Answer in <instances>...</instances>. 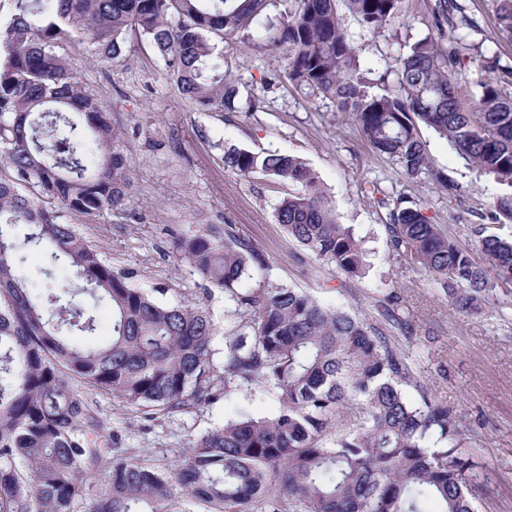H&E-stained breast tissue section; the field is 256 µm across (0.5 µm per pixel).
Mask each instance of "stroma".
<instances>
[{
	"label": "stroma",
	"mask_w": 512,
	"mask_h": 512,
	"mask_svg": "<svg viewBox=\"0 0 512 512\" xmlns=\"http://www.w3.org/2000/svg\"><path fill=\"white\" fill-rule=\"evenodd\" d=\"M481 28L469 43L489 74L512 88V39L498 28L495 0H458ZM433 0H402L400 13L381 34L362 30L345 4L337 10L356 46L365 79L394 71L408 45L434 31ZM65 54L82 90L98 98L123 132L132 158L126 214H103L97 223H69L107 255L116 269L133 275L147 292L163 289V301L205 300L217 332L215 361L224 353L225 317L231 307L222 292L204 297L201 281L174 247L176 234L207 224H233L263 250L272 280L310 292L324 305L373 317L380 288L397 291L413 327L401 346L420 349V379L433 396L455 406L485 477L478 512H512V293L498 292L497 305L480 313L459 311L446 293L407 260L394 257L385 226L386 197L403 196L460 246L474 248L473 227L488 224L512 189L466 165L447 141L428 129L433 175L403 179L394 160L364 138L358 124L334 99L280 76L278 50L245 41L243 55L226 58L239 93L229 111H204L184 98L164 60L146 40H132L117 63L98 60L84 42ZM256 108H249V100ZM276 151L301 157L317 173L339 223L364 240L372 262L361 279L346 277L316 263H300L298 246L277 222L276 207L291 186L255 173L243 177L227 168L229 147ZM22 273L34 292L55 284L79 288L66 264L46 267L29 254ZM101 415L122 447L135 449L144 462L167 472L189 442L242 414L265 416L276 403L234 392L202 411L171 419L148 420L143 410L98 396Z\"/></svg>",
	"instance_id": "1"
}]
</instances>
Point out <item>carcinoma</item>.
I'll return each mask as SVG.
<instances>
[{"label": "carcinoma", "instance_id": "1", "mask_svg": "<svg viewBox=\"0 0 512 512\" xmlns=\"http://www.w3.org/2000/svg\"><path fill=\"white\" fill-rule=\"evenodd\" d=\"M0 12V512H475L477 463L455 407L432 395L393 339L409 332L397 293L374 299L373 320L326 307L273 281L264 252L233 224L177 236L203 283L232 301L224 360L201 302L162 303L66 221L94 224L130 205L131 159L109 113L83 93L64 46L78 37L105 62L135 34L158 51L180 93L202 110L231 105L238 90L214 59L218 38L254 32L281 50V73L336 100L370 145L407 179L433 173L420 126L480 172L512 188V91L477 82L462 106L450 67L463 63L475 23L454 0H435L437 35L399 55L395 78L366 85L336 0H295L274 22L267 0H10ZM361 27L381 31L401 0H344ZM460 13L445 46L448 11ZM512 37V0H497ZM224 164L301 185L277 221L306 255L350 277L370 270L368 250L336 221L315 171L300 157L231 148ZM393 254L412 262L472 313L512 288V236L482 226L478 249L442 235L396 197L386 225ZM64 261L84 287L41 296L21 272L23 251ZM258 278L256 288L242 280ZM112 311L100 336L98 310ZM414 390L418 398L408 396ZM93 390L169 419L206 408L233 390L270 396L273 414L243 416L190 441L173 476L142 462L108 432ZM334 437L332 445L326 444ZM103 475L105 490L95 477Z\"/></svg>", "mask_w": 512, "mask_h": 512}]
</instances>
